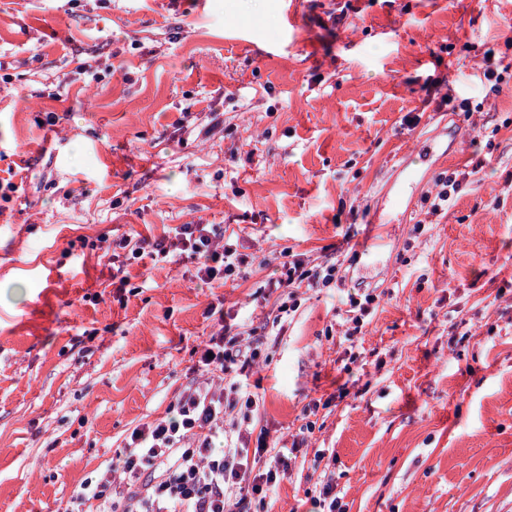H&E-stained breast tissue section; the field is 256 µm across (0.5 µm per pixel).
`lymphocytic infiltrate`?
Instances as JSON below:
<instances>
[{
    "instance_id": "lymphocytic-infiltrate-1",
    "label": "lymphocytic infiltrate",
    "mask_w": 512,
    "mask_h": 512,
    "mask_svg": "<svg viewBox=\"0 0 512 512\" xmlns=\"http://www.w3.org/2000/svg\"><path fill=\"white\" fill-rule=\"evenodd\" d=\"M118 246L136 259L146 253L191 257L198 262L197 278L206 284L237 277L243 262L236 243L214 224H175L162 238L127 236ZM283 267L284 277L274 282L282 290L272 320L276 327L297 311L298 288H326L344 280L337 262L310 268L294 259ZM261 355L259 346L239 336H211L196 364L202 379L186 387L168 416L135 427L119 461L120 477L106 470L86 479L67 512H265L288 472L290 450L301 442L281 446L269 465H262L265 442L250 446L248 432L233 415L237 406L249 413L257 406L238 379L259 364Z\"/></svg>"
}]
</instances>
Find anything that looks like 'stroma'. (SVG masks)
Returning a JSON list of instances; mask_svg holds the SVG:
<instances>
[{
    "label": "stroma",
    "mask_w": 512,
    "mask_h": 512,
    "mask_svg": "<svg viewBox=\"0 0 512 512\" xmlns=\"http://www.w3.org/2000/svg\"><path fill=\"white\" fill-rule=\"evenodd\" d=\"M1 74L0 512H64L224 323L263 343L269 445L315 424L267 512L326 472L347 512H512V0H0ZM454 133L425 187L466 173L452 206L368 256L397 167ZM174 224L234 229L245 278L116 245ZM286 253L345 282L279 336ZM356 298L353 295H348L350 309L346 310L349 313L348 321L352 324L348 327L343 334L345 341L353 343L354 336L362 333V328L365 326L366 318H368L373 310L374 303L376 302L377 295L373 293H364ZM351 313H353L351 317Z\"/></svg>",
    "instance_id": "1"
}]
</instances>
